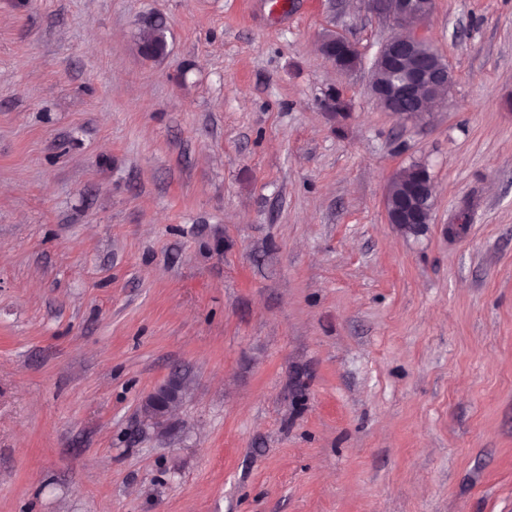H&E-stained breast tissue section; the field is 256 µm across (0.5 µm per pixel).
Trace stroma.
<instances>
[{
	"label": "stroma",
	"instance_id": "obj_1",
	"mask_svg": "<svg viewBox=\"0 0 512 512\" xmlns=\"http://www.w3.org/2000/svg\"><path fill=\"white\" fill-rule=\"evenodd\" d=\"M394 33L366 0H0V512H512V0H435L418 118L367 89ZM414 163L432 220L398 226ZM148 28L142 29L139 38V52L146 58L158 59L168 52L165 23L161 18L150 21ZM331 33L332 32L327 33L323 37L331 38L336 35V45L335 47H331L325 42L321 43L323 54L338 71L343 73L353 72L351 69V62L359 56L357 47L345 37ZM182 401V383L171 377L156 387L144 398L141 404L142 418L161 431L173 409Z\"/></svg>",
	"mask_w": 512,
	"mask_h": 512
}]
</instances>
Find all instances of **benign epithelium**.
Returning a JSON list of instances; mask_svg holds the SVG:
<instances>
[{"instance_id": "1", "label": "benign epithelium", "mask_w": 512, "mask_h": 512, "mask_svg": "<svg viewBox=\"0 0 512 512\" xmlns=\"http://www.w3.org/2000/svg\"><path fill=\"white\" fill-rule=\"evenodd\" d=\"M370 9L377 15L388 18L399 27L406 29L402 35H394L380 47L376 63L389 68H400L403 79L396 86L376 82L368 85L369 93L380 103L383 109L403 119L411 118V113L400 108L405 99H414L418 103L417 111L430 112L447 105V96L440 89L447 88L452 82V74L444 60L433 64L421 54L414 53L415 45L421 40L419 28L431 14L435 0H367ZM323 54L340 72H351V62L359 51L354 43L343 36H336V45L331 47L321 43ZM391 185L398 186L401 200H393L392 191H387L385 209L388 223L429 224L432 218V200L434 187L427 168L420 167L403 179H395ZM182 401V383L179 378L171 377L156 387L144 398L141 404L142 418L162 430L173 409Z\"/></svg>"}]
</instances>
